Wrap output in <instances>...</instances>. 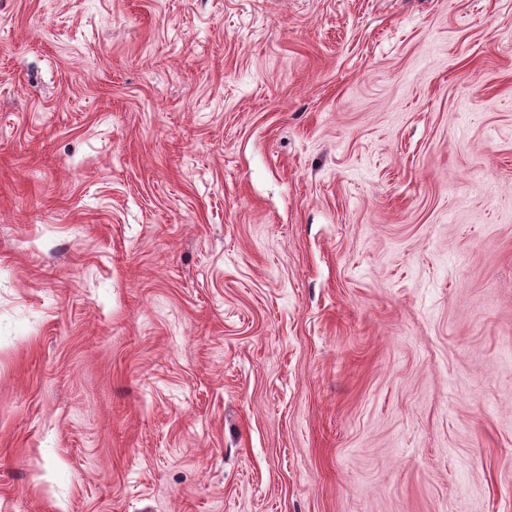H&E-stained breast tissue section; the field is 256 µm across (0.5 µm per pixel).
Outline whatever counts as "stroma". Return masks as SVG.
<instances>
[{"label":"stroma","mask_w":512,"mask_h":512,"mask_svg":"<svg viewBox=\"0 0 512 512\" xmlns=\"http://www.w3.org/2000/svg\"><path fill=\"white\" fill-rule=\"evenodd\" d=\"M0 512H512V0H0Z\"/></svg>","instance_id":"stroma-1"}]
</instances>
